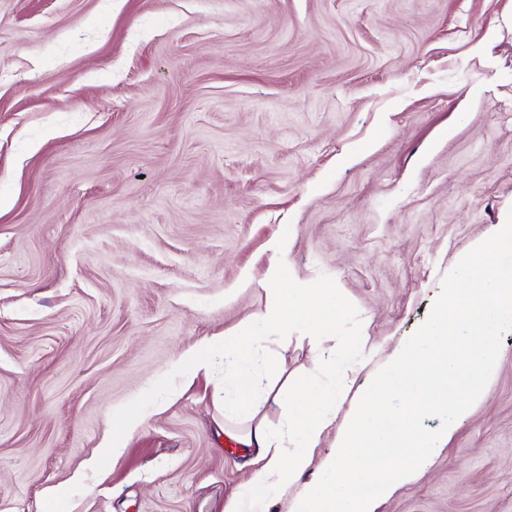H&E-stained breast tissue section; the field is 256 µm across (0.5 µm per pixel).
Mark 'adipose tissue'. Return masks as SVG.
Here are the masks:
<instances>
[{
  "label": "adipose tissue",
  "mask_w": 512,
  "mask_h": 512,
  "mask_svg": "<svg viewBox=\"0 0 512 512\" xmlns=\"http://www.w3.org/2000/svg\"><path fill=\"white\" fill-rule=\"evenodd\" d=\"M272 293L287 291L288 300L251 315L238 333L211 337L201 347L190 349L177 359V378L189 383L198 372L208 369L215 357H223L228 373L224 377V432L253 451L257 469L253 482L270 490L297 483L309 469L314 453L321 448L325 431L336 420L347 398L317 381L318 374L335 375L336 365L319 361L315 373L306 375L288 389H277L283 363L274 345L297 331L310 339L332 340L338 352L371 354L364 336H340L336 323L343 315V300L335 285L296 283L283 289L278 265H271L262 281ZM275 392L284 402L300 401L280 432H273L259 418L257 390Z\"/></svg>",
  "instance_id": "1"
}]
</instances>
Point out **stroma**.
Wrapping results in <instances>:
<instances>
[{"label":"stroma","instance_id":"stroma-1","mask_svg":"<svg viewBox=\"0 0 512 512\" xmlns=\"http://www.w3.org/2000/svg\"><path fill=\"white\" fill-rule=\"evenodd\" d=\"M0 198V512H224V361L152 409L177 357L276 260L378 356L420 328L512 212V0H0ZM377 512H512V332Z\"/></svg>","mask_w":512,"mask_h":512}]
</instances>
